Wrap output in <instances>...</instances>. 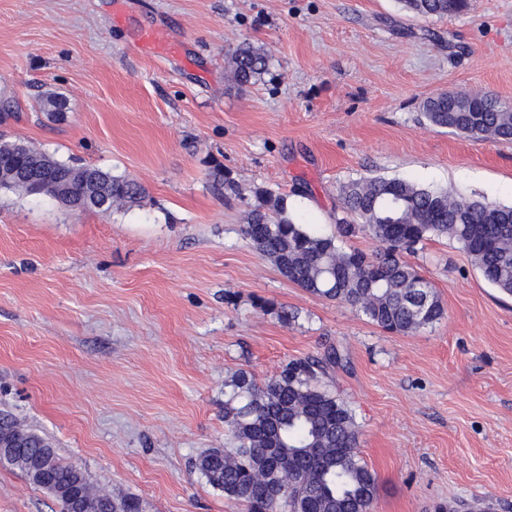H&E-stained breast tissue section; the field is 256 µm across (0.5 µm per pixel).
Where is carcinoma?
<instances>
[{
  "label": "carcinoma",
  "mask_w": 512,
  "mask_h": 512,
  "mask_svg": "<svg viewBox=\"0 0 512 512\" xmlns=\"http://www.w3.org/2000/svg\"><path fill=\"white\" fill-rule=\"evenodd\" d=\"M423 17L466 11L469 0H401ZM267 53L249 42L229 54V70L239 85L256 83L267 72ZM423 115L434 127L482 138L512 141V112L487 94L462 90L427 99ZM27 164L0 182L15 193L41 181L51 165L61 183H45L42 193L56 197L65 186L76 192L100 187L110 212L139 206L142 185L91 166L73 167L26 143L6 139ZM343 216L337 233L326 235L288 215L284 199L257 192L259 202L244 216L241 232L256 251L289 282L303 290L350 305L382 329L409 334L432 326L445 309L432 283L403 259L426 241L446 237L474 262L482 278L512 296V206L457 198L448 190L403 178L371 177L340 188ZM365 232L378 249L367 255L347 245ZM338 361L297 359L262 384L245 372L224 383V424L229 447L203 452L196 468L246 512H372L377 476L358 452L359 428L349 404L321 383L326 366ZM18 438L24 452L3 454L35 486L50 492L57 504L67 490L81 493L84 512H143L136 499L114 501L95 492L78 466L63 461L49 441L24 428L8 414L0 416V437ZM261 485L278 486L273 500L256 493Z\"/></svg>",
  "instance_id": "carcinoma-1"
}]
</instances>
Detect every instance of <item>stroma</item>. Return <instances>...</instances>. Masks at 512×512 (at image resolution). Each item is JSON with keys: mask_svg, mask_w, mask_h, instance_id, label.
I'll return each mask as SVG.
<instances>
[{"mask_svg": "<svg viewBox=\"0 0 512 512\" xmlns=\"http://www.w3.org/2000/svg\"><path fill=\"white\" fill-rule=\"evenodd\" d=\"M244 42L270 64L240 88L226 60ZM461 89L512 104V0L433 19L400 0H0V132L148 191L107 213L0 191V414L144 512H243L195 468L227 439L225 382L333 348L373 512H512V297L432 240L405 259L445 315L390 334L240 232L266 190L334 234L341 185L363 177L512 204V142L422 114ZM47 92L62 110H33ZM218 166L236 193L212 192ZM57 510L0 463V512Z\"/></svg>", "mask_w": 512, "mask_h": 512, "instance_id": "35a3bbf8", "label": "stroma"}]
</instances>
